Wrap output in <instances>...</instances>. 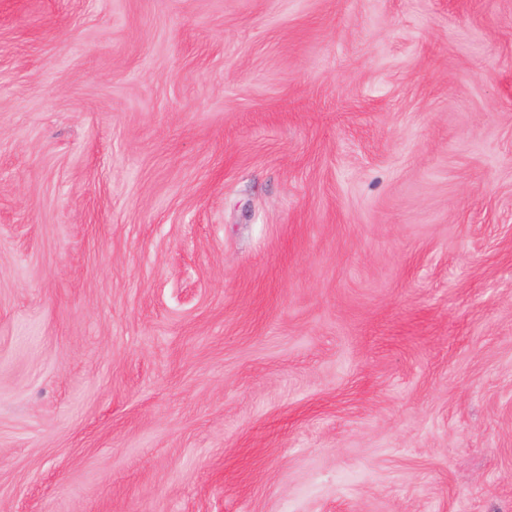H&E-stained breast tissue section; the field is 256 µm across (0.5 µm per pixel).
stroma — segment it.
<instances>
[{
	"mask_svg": "<svg viewBox=\"0 0 512 512\" xmlns=\"http://www.w3.org/2000/svg\"><path fill=\"white\" fill-rule=\"evenodd\" d=\"M0 512H512V0H0Z\"/></svg>",
	"mask_w": 512,
	"mask_h": 512,
	"instance_id": "obj_1",
	"label": "stroma"
}]
</instances>
